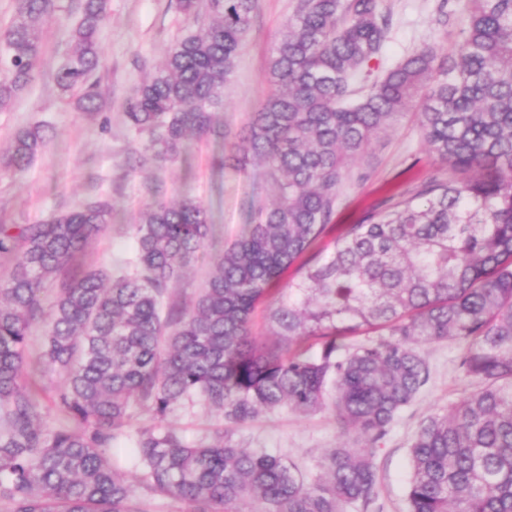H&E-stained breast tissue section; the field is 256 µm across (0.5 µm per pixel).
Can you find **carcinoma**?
<instances>
[{"label":"carcinoma","mask_w":512,"mask_h":512,"mask_svg":"<svg viewBox=\"0 0 512 512\" xmlns=\"http://www.w3.org/2000/svg\"><path fill=\"white\" fill-rule=\"evenodd\" d=\"M79 19L55 81L98 110V33L108 0H76ZM55 0H16L0 29V110L32 81ZM210 16L167 52L129 98L148 135L139 161L175 162L187 134L224 138V88L256 0H175ZM381 0H298L266 71L235 166L260 160L277 186L270 207L215 258L191 309L165 305L169 283L207 244L208 210L159 197L132 225L133 274L77 257L103 233L110 203L90 198L37 224H0V512H148L112 465L134 411L157 419L198 401L224 428L195 444L172 429L138 431L139 485L191 512H347L378 498L375 451L431 380L426 343L465 345L472 387L427 415L411 444L407 512H512V0H469L453 58L429 45L382 76L370 62L391 31ZM418 109L442 175L387 197L315 249L348 166ZM46 141L16 131L5 163L26 171ZM303 272L288 299L273 285ZM260 303L275 336L252 335ZM42 325L33 368L32 327ZM331 407L361 442L327 451L322 474L248 450L236 429L259 412ZM62 425L47 431V408Z\"/></svg>","instance_id":"carcinoma-1"}]
</instances>
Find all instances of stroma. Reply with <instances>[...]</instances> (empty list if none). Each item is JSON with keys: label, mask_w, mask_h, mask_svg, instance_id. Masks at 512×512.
I'll return each instance as SVG.
<instances>
[{"label": "stroma", "mask_w": 512, "mask_h": 512, "mask_svg": "<svg viewBox=\"0 0 512 512\" xmlns=\"http://www.w3.org/2000/svg\"><path fill=\"white\" fill-rule=\"evenodd\" d=\"M441 0H381L392 17L375 74H383L416 47L436 46L451 55L460 31L469 22L466 0H450L446 22H439ZM297 0H256V11L224 90L226 140L195 138L178 161L139 166L136 152L144 142L126 119L127 102L136 87L158 68L167 50L189 27L173 0H109L108 19L98 34L101 66L98 91L103 106L97 114L81 112L74 98L64 96L55 72L69 49V33L78 14L72 0H57L44 30L42 62L27 88L7 109L0 110V152H7L15 132L42 125L47 140L24 174L0 165V224H35L54 212L74 208L94 197L107 198L112 218L81 262L109 271H132L135 262L133 224L152 200L177 201L189 196L209 211L212 239L197 259L169 285L168 295L189 307L212 270L211 258L250 223L251 202L271 203L275 191L260 161L247 171L220 165L258 111L269 91L267 61ZM439 167L424 145L414 112L399 117L375 139L343 182L334 223L357 222L366 208L409 183L419 182ZM461 351L450 342L425 344L421 353L432 370L430 384L401 413L377 456L378 500L369 512H407L410 444L420 421L457 401L470 379L457 365ZM185 442L196 443L213 433L218 422L200 405L174 408L165 420ZM236 438L243 447L263 450L297 463L307 476L321 472L327 449L353 444L354 433L341 430L330 409L299 414L288 409L260 413L241 426Z\"/></svg>", "instance_id": "stroma-1"}]
</instances>
